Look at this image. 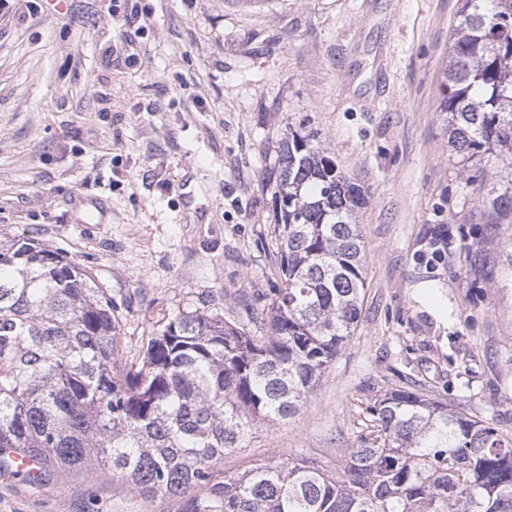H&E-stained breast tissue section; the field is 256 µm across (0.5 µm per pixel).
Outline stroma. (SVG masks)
<instances>
[{
	"label": "stroma",
	"instance_id": "stroma-1",
	"mask_svg": "<svg viewBox=\"0 0 512 512\" xmlns=\"http://www.w3.org/2000/svg\"><path fill=\"white\" fill-rule=\"evenodd\" d=\"M459 0H9L0 7V235L66 252L139 361L169 319L249 322L280 288L275 166L317 133L359 185L357 326L301 404L216 466L361 448L409 390L512 439V224L448 151L440 85ZM110 472L41 489L0 471V512H181Z\"/></svg>",
	"mask_w": 512,
	"mask_h": 512
}]
</instances>
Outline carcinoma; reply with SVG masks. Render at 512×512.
<instances>
[{
    "label": "carcinoma",
    "mask_w": 512,
    "mask_h": 512,
    "mask_svg": "<svg viewBox=\"0 0 512 512\" xmlns=\"http://www.w3.org/2000/svg\"><path fill=\"white\" fill-rule=\"evenodd\" d=\"M448 144L478 165L474 190L512 224V0H462L442 84ZM351 182L311 131L277 151L275 216L285 287L260 335L205 312L181 313L138 365L120 358L117 307L91 273L26 234L0 238V469L37 461L102 469L182 512H512V441L407 390L368 407L366 448L334 470L259 459L214 478L261 424L294 417L358 322L364 290Z\"/></svg>",
    "instance_id": "1"
}]
</instances>
